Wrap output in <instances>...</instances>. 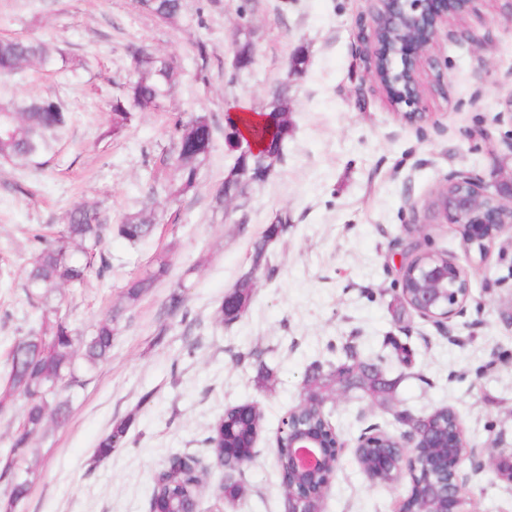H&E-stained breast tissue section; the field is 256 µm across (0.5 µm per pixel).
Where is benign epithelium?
Returning a JSON list of instances; mask_svg holds the SVG:
<instances>
[{
    "instance_id": "obj_1",
    "label": "benign epithelium",
    "mask_w": 512,
    "mask_h": 512,
    "mask_svg": "<svg viewBox=\"0 0 512 512\" xmlns=\"http://www.w3.org/2000/svg\"><path fill=\"white\" fill-rule=\"evenodd\" d=\"M390 4L389 12L377 11L373 18V39L378 52L373 60L374 71L381 84L400 103L408 107L402 116L416 122L422 113L416 111L421 97L419 72L420 53L426 51L460 14L469 10L472 0H376ZM400 33L394 44L383 39L384 30ZM238 135L226 141L228 151L242 158L256 156L270 147L274 127L265 112L253 116H242L237 121ZM269 170L257 166L249 172L245 166L236 174V183L224 184L226 199L235 202L247 194L254 183L264 181ZM512 174L492 185L465 171L448 174L442 202L436 204L438 213L447 224H453L462 231L463 242L468 251L486 254L503 231L512 225ZM433 287L419 292L414 298L416 310L422 317L440 322L461 313L470 296V283L466 271L453 259H448V274L439 266L423 272ZM439 437L432 443L435 448L443 447L446 452L433 457L435 480H414L410 495L400 501L397 512H468V501L462 493L464 476L461 465L469 458L464 427L458 416L441 435L430 432L424 420L418 418L412 428L401 436L393 438L391 449L381 448V443L371 442L370 448H378L381 466L397 474L402 472L403 463L416 465L420 440ZM339 442L334 428L327 429V435L320 432L304 431L293 435L292 464L296 476L294 484L287 489L286 512H306L304 505L309 496L310 485L322 481V487L329 486L334 470L325 469L328 453L339 454ZM496 476L512 484V451L497 452L492 458Z\"/></svg>"
}]
</instances>
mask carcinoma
Returning <instances> with one entry per match:
<instances>
[{
  "instance_id": "cac0c4a2",
  "label": "carcinoma",
  "mask_w": 512,
  "mask_h": 512,
  "mask_svg": "<svg viewBox=\"0 0 512 512\" xmlns=\"http://www.w3.org/2000/svg\"><path fill=\"white\" fill-rule=\"evenodd\" d=\"M141 10L155 17L175 23L182 11V0H139ZM131 58L133 79L129 82L122 99L112 105L109 113L108 132L122 129L132 121L137 112H152L159 108L175 84L178 69L173 60L158 63L144 70L139 55L143 47L131 44L127 47ZM59 50L44 42L22 38L0 39V73L9 74L37 63L45 66L55 61ZM69 121L68 110L60 99L52 97L29 98L0 96V161L14 163L36 162L48 155L63 134ZM172 134L177 139L175 165L177 178L166 187L167 199L177 202L196 188L201 168L206 164L212 150V129L204 115H192L188 119L174 121ZM156 210L154 203L145 204L133 214L125 216L117 226V234L131 243H139L154 231ZM112 227L103 224V218L94 203L82 202L74 206L65 218V224L53 238L42 233L33 234V252L26 276L27 295L36 305L38 327L15 340L9 352L8 367L3 385L0 386V404L9 411L21 397L25 400L24 419L27 430L18 433L11 448L18 461L28 453L33 437L41 434L50 420L68 418L67 403L57 400L62 387L59 382L66 377L73 384L83 383V377L93 372L106 360L112 351L115 324L118 313L111 312L101 319L87 336H77L68 322L59 313V305L53 300L60 290L84 283L94 262L105 264L104 250ZM444 263L441 256L429 251H417L411 255L403 274L398 316L414 310L413 296L425 283L412 275L419 266ZM171 271L168 254L156 255L149 273L131 280L123 294L126 305L136 304L151 288L167 278ZM242 298V307L224 312L217 311L220 322H233L245 313L254 288V282L246 275L235 284ZM382 369L375 363L358 360L356 347H345V359L335 370L323 373L321 367L309 369L305 387L309 391L327 394L337 387V375L346 377L348 386L362 392L383 406L391 402L392 385L381 375ZM262 415L256 410L249 414L239 406L224 411L205 439L214 456L224 455V434L242 440L259 433ZM128 432L125 420L117 421L97 444L94 456L98 461L112 455ZM281 448L277 458L283 484H288L291 469L288 453V434L280 439ZM182 470L163 469L152 482L150 500L161 509L189 508L193 505L197 489L202 482L197 458L185 454ZM223 468L232 473L216 486L214 494L233 500L241 487L236 484L234 474L238 463L228 459Z\"/></svg>"
}]
</instances>
